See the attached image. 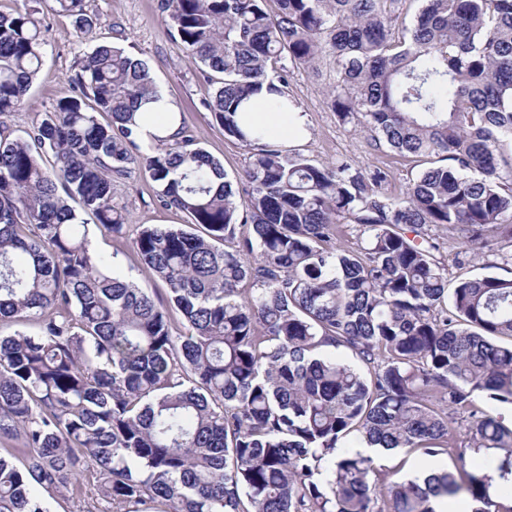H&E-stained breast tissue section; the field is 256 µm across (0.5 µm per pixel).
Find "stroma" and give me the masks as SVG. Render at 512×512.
Instances as JSON below:
<instances>
[{
	"mask_svg": "<svg viewBox=\"0 0 512 512\" xmlns=\"http://www.w3.org/2000/svg\"><path fill=\"white\" fill-rule=\"evenodd\" d=\"M86 6L96 20L89 37L76 30L71 18L55 11L53 0H0V12L34 10L46 41L42 69L23 103L0 117L14 135H24L44 112L52 109L58 98L70 94L68 80L77 72L81 59L95 44L106 42L125 48L147 64L158 87L179 104L186 127L202 147L222 162L229 179H242L250 151L226 136L205 108L210 88L180 40L174 37L165 14L158 8V0H86ZM332 78L325 65L315 70H289L286 90L303 113L308 129L307 138L295 144V151L316 164L347 160L367 170L385 168L390 173L386 193L403 196L425 168L424 159L376 145L368 132L341 124L325 95V87ZM115 200L126 213L121 234L93 232L92 245L96 251L111 256L115 273L134 281L154 297L164 298V283L141 265L133 240L141 225L179 227L187 224L189 218L180 210L162 206L156 199L155 183L138 169L119 181ZM510 252L512 245L505 242L471 250L458 237L446 239L441 250L452 280L487 270L501 276L511 274L512 267L501 260L502 255Z\"/></svg>",
	"mask_w": 512,
	"mask_h": 512,
	"instance_id": "35a3bbf8",
	"label": "stroma"
}]
</instances>
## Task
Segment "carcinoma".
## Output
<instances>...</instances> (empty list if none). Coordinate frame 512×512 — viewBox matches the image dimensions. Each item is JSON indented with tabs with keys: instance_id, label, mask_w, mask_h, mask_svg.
Listing matches in <instances>:
<instances>
[{
	"instance_id": "cac0c4a2",
	"label": "carcinoma",
	"mask_w": 512,
	"mask_h": 512,
	"mask_svg": "<svg viewBox=\"0 0 512 512\" xmlns=\"http://www.w3.org/2000/svg\"><path fill=\"white\" fill-rule=\"evenodd\" d=\"M85 2L54 0L89 36ZM398 2L160 0L211 86L205 107L253 149L238 189L183 127L174 148L140 147L158 86L106 43L25 136L0 130V322L38 327L0 336V512H47L37 487L86 512H512V425L479 402L512 405V277L450 290L437 257L442 235L512 243V0H420L400 42ZM44 45L35 13L0 12V115ZM325 55L342 124L430 159L406 196L379 167L316 165L240 127L262 85L284 95L287 66ZM135 164L197 228L133 241L164 302L114 273L82 218L122 231L114 182ZM343 224L362 247L336 244ZM363 444L455 471L394 479Z\"/></svg>"
}]
</instances>
